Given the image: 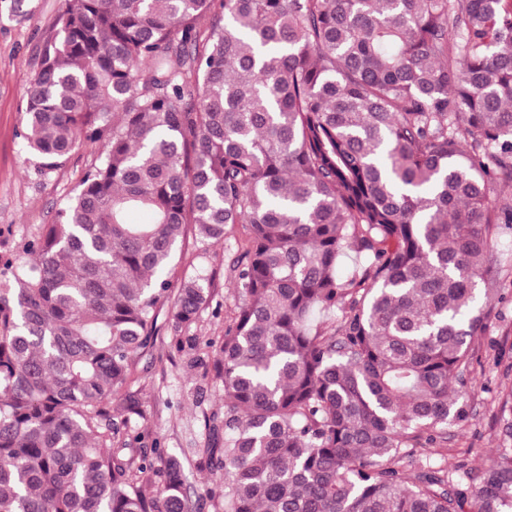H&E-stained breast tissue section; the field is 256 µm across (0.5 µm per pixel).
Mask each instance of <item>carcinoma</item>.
I'll return each mask as SVG.
<instances>
[{
	"label": "carcinoma",
	"mask_w": 512,
	"mask_h": 512,
	"mask_svg": "<svg viewBox=\"0 0 512 512\" xmlns=\"http://www.w3.org/2000/svg\"><path fill=\"white\" fill-rule=\"evenodd\" d=\"M21 137L43 174L97 156L0 268V512H196L181 459L132 447L130 385L187 228L234 224L224 336L186 335L198 274L170 318L224 389L201 500L512 512V392L469 484L414 459L467 418L475 293L495 295L512 229V199L489 198L512 184V0H66Z\"/></svg>",
	"instance_id": "cac0c4a2"
}]
</instances>
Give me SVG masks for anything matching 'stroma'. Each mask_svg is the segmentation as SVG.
<instances>
[{
  "label": "stroma",
  "instance_id": "35a3bbf8",
  "mask_svg": "<svg viewBox=\"0 0 512 512\" xmlns=\"http://www.w3.org/2000/svg\"><path fill=\"white\" fill-rule=\"evenodd\" d=\"M22 19L0 15V265L13 260L20 245L37 234L78 188L95 157L93 147L80 148L67 163L43 176L38 162L27 154L19 136L26 107L25 86L39 69L42 49L53 33L64 0H27ZM249 236L247 225L227 227L223 243L187 234L181 257L171 276L179 283L186 274L204 279L211 297L202 308L191 335L206 342L224 334L234 316L238 291L234 262ZM169 307H162L157 341L139 360L134 386L138 404L131 424L139 444L161 441L168 453L184 462V487L190 498L204 494L216 478L201 466L210 441L203 416L224 409L222 387L201 382L198 371L179 359L172 341ZM473 386L463 398L466 421L449 423L448 455L459 468L455 480L489 464L499 445L498 412L512 391V285L503 286L491 300V325L472 343Z\"/></svg>",
  "mask_w": 512,
  "mask_h": 512
}]
</instances>
